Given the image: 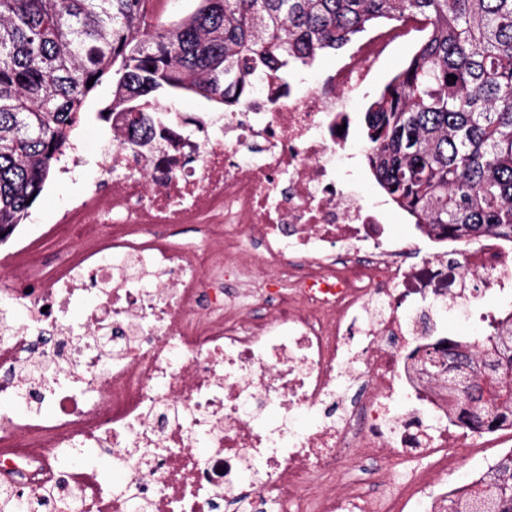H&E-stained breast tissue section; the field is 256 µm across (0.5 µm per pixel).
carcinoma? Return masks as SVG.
I'll list each match as a JSON object with an SVG mask.
<instances>
[{
  "label": "carcinoma",
  "instance_id": "1",
  "mask_svg": "<svg viewBox=\"0 0 512 512\" xmlns=\"http://www.w3.org/2000/svg\"><path fill=\"white\" fill-rule=\"evenodd\" d=\"M139 2L0 0V242L28 217L102 84L112 97L99 117L121 113L138 144L180 93L235 107L255 77H286L409 18L426 35L365 111L376 182L438 234L512 241V0H195L151 29ZM448 365L467 376L448 392L451 421L476 434L512 427L511 320L475 347L448 341ZM444 512H512V451Z\"/></svg>",
  "mask_w": 512,
  "mask_h": 512
}]
</instances>
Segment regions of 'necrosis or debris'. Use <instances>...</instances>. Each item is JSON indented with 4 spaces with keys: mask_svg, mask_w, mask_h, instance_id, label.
Here are the masks:
<instances>
[{
    "mask_svg": "<svg viewBox=\"0 0 512 512\" xmlns=\"http://www.w3.org/2000/svg\"><path fill=\"white\" fill-rule=\"evenodd\" d=\"M402 32L375 29L311 87L267 74L238 111L171 108L145 148L112 116L107 186L29 225L0 275L27 313L0 321L1 490L53 494L51 512H442L433 456L467 440L448 312L512 290V249L417 252L344 181L340 115ZM183 224L199 242L170 245Z\"/></svg>",
    "mask_w": 512,
    "mask_h": 512,
    "instance_id": "obj_1",
    "label": "necrosis or debris"
}]
</instances>
